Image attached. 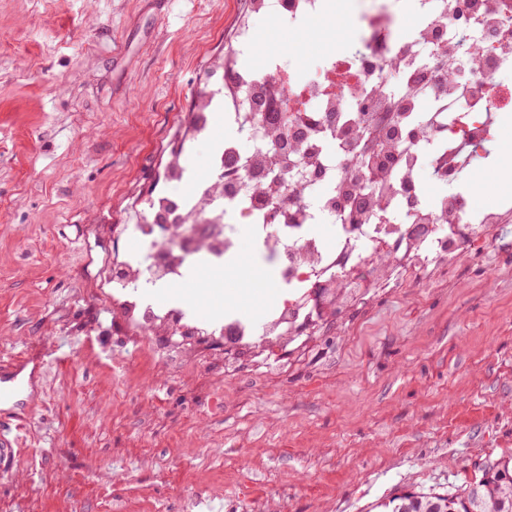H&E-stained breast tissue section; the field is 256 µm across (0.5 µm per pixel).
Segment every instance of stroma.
Returning <instances> with one entry per match:
<instances>
[{
	"mask_svg": "<svg viewBox=\"0 0 512 512\" xmlns=\"http://www.w3.org/2000/svg\"><path fill=\"white\" fill-rule=\"evenodd\" d=\"M245 0H0V359L43 360L25 398L33 414L0 470V512H376L396 490L463 486L473 465L512 456V223L508 250L466 260L451 283L402 288L353 318L344 335L261 379H232L134 348L114 329L86 240L112 239L181 131L215 55L233 50ZM356 0H328L300 38L308 75L324 53L351 52L333 25ZM252 68L287 38L253 22ZM500 125L467 208L512 201L495 158ZM241 272L207 260L165 289L206 316L235 299L261 320Z\"/></svg>",
	"mask_w": 512,
	"mask_h": 512,
	"instance_id": "stroma-1",
	"label": "stroma"
}]
</instances>
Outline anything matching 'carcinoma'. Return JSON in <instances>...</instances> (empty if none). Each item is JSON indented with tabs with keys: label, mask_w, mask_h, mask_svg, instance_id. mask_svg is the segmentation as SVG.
I'll return each mask as SVG.
<instances>
[{
	"label": "carcinoma",
	"mask_w": 512,
	"mask_h": 512,
	"mask_svg": "<svg viewBox=\"0 0 512 512\" xmlns=\"http://www.w3.org/2000/svg\"><path fill=\"white\" fill-rule=\"evenodd\" d=\"M482 489L480 505L472 488ZM384 512H512V457L486 460L466 486L455 492L402 491L382 502Z\"/></svg>",
	"instance_id": "carcinoma-1"
}]
</instances>
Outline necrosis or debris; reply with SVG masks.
I'll list each match as a JSON object with an SVG mask.
<instances>
[{"label": "necrosis or debris", "instance_id": "1", "mask_svg": "<svg viewBox=\"0 0 512 512\" xmlns=\"http://www.w3.org/2000/svg\"><path fill=\"white\" fill-rule=\"evenodd\" d=\"M395 0H369L352 19L358 45L348 55L323 60L319 76L298 80L294 52L273 58L267 70L244 66L253 50L251 28L237 30L241 64L236 81L223 65L212 66L191 101V135L168 157L145 201L146 214L119 225L120 241L138 239L143 254L113 247L97 277L111 299L113 323L133 346L163 342L162 356L187 365L207 362L225 376L238 369L268 368L312 351L327 321L344 331L351 316L382 296L408 286L428 287L446 277L467 255L494 246L497 225L512 222V203L476 211L458 194L435 204L420 198L424 164L420 142L409 141L416 103L393 93L390 79H421L425 56L437 54L452 72L423 96L434 105L432 137L447 145L443 180L462 177L456 153L488 150L500 115L512 112V88L500 74L512 68V12L498 13L492 0H447L445 14L435 0H415L422 19L410 35L400 32ZM252 16H276L297 32L322 18L325 0H247ZM272 82L289 109L300 111L307 132L284 142L279 127L264 123L252 87ZM223 113L224 149L211 153L210 173L192 179L188 155ZM352 151L337 160L336 147ZM288 151L287 168L268 157ZM294 218L282 222L281 210ZM166 220L158 224L155 212ZM250 239L274 266L279 303L261 324L225 314L205 321L161 302L144 303L147 288L177 282L199 255L215 261L235 257ZM324 290L332 306L323 312L313 293Z\"/></svg>", "mask_w": 512, "mask_h": 512}]
</instances>
